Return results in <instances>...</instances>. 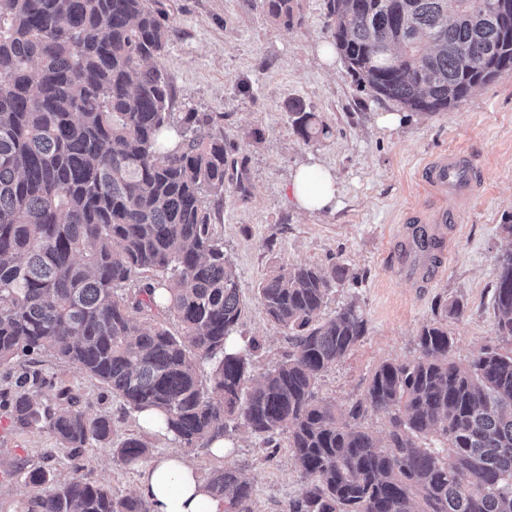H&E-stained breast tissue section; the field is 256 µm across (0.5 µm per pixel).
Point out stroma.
Instances as JSON below:
<instances>
[{
    "label": "stroma",
    "mask_w": 512,
    "mask_h": 512,
    "mask_svg": "<svg viewBox=\"0 0 512 512\" xmlns=\"http://www.w3.org/2000/svg\"><path fill=\"white\" fill-rule=\"evenodd\" d=\"M171 40L162 66L174 90L176 112H209L208 132L231 142L224 201L214 231L224 244L245 303L238 331L256 339L253 380L282 360L288 334L267 316L257 296L260 281L282 264H312L347 271L332 288L321 319L357 302L367 333L318 381L321 397L348 410L359 400L375 368L408 362L417 336L443 305L457 303L448 319L452 356L464 362L481 348L512 350L496 333L494 291L497 257L512 250V74L476 89L458 107L420 114L394 110L362 89L329 46L328 0H299V23L268 19L259 0H161ZM304 100L328 138L303 143L292 132L288 105ZM397 112L394 128L380 118ZM469 151L484 177L464 208L452 245L427 288L404 282L390 257L392 239L408 214L426 200L421 172L434 156ZM330 170L336 177L335 210L303 211L290 183L299 166ZM57 386L70 388L92 412L112 418V441L72 454L48 430L21 431L0 407V512H21L31 489L16 466H45L61 477L79 476L134 494L139 469L113 452L128 435H144L154 453L172 449L167 437L143 431L136 415L96 379L42 354L36 364ZM225 458L196 449L186 457L201 476L238 465L255 490V512H286L302 479L289 448L270 449L262 437L238 427Z\"/></svg>",
    "instance_id": "1"
}]
</instances>
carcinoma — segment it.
<instances>
[{
    "label": "carcinoma",
    "mask_w": 512,
    "mask_h": 512,
    "mask_svg": "<svg viewBox=\"0 0 512 512\" xmlns=\"http://www.w3.org/2000/svg\"><path fill=\"white\" fill-rule=\"evenodd\" d=\"M259 2L275 22L297 18L299 0ZM490 4L329 0L332 44L376 100L444 112L512 73V19ZM170 38L158 0H0V367L49 351L131 412L157 411L184 449L240 424L269 444L287 430L302 476L287 512H512V353L486 347L458 364L436 321L417 336V358L375 368L349 420L318 395L367 331L354 302L319 320L345 268L269 272L258 298L290 350L250 380L256 341L233 342L244 302L212 224L228 146L201 135L212 114L170 110ZM288 109L303 142L329 136L304 101ZM494 304L497 335L512 338V251L498 258ZM8 409L15 427L46 428L64 448L112 439V419L68 389L52 405L20 390ZM369 413L387 419V444L362 426ZM434 437L445 446L427 445ZM115 454L136 467L152 448L131 436ZM16 471L33 491L24 512H151L82 478ZM207 484L224 512H253L239 467Z\"/></svg>",
    "instance_id": "obj_1"
}]
</instances>
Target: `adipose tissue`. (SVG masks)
Segmentation results:
<instances>
[{
	"instance_id": "ef3b65f1",
	"label": "adipose tissue",
	"mask_w": 512,
	"mask_h": 512,
	"mask_svg": "<svg viewBox=\"0 0 512 512\" xmlns=\"http://www.w3.org/2000/svg\"><path fill=\"white\" fill-rule=\"evenodd\" d=\"M293 197L305 210L335 208L331 173L301 167L293 180ZM137 490L151 504L152 512H224L223 500L208 492L205 481L178 451L152 459L141 471Z\"/></svg>"
}]
</instances>
